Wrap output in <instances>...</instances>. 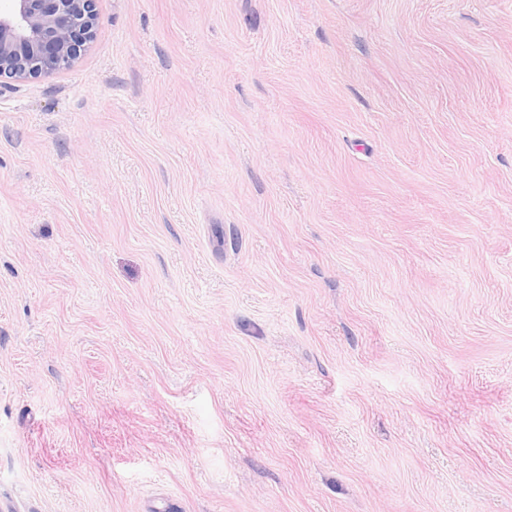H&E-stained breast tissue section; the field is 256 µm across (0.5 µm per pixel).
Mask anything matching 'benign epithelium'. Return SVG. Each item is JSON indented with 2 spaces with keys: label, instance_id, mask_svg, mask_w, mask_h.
<instances>
[{
  "label": "benign epithelium",
  "instance_id": "1",
  "mask_svg": "<svg viewBox=\"0 0 512 512\" xmlns=\"http://www.w3.org/2000/svg\"><path fill=\"white\" fill-rule=\"evenodd\" d=\"M0 10V93L72 69L92 41L97 0H8Z\"/></svg>",
  "mask_w": 512,
  "mask_h": 512
}]
</instances>
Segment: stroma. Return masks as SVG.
<instances>
[{"label":"stroma","mask_w":512,"mask_h":512,"mask_svg":"<svg viewBox=\"0 0 512 512\" xmlns=\"http://www.w3.org/2000/svg\"><path fill=\"white\" fill-rule=\"evenodd\" d=\"M0 93V512H512V0H98Z\"/></svg>","instance_id":"obj_1"}]
</instances>
